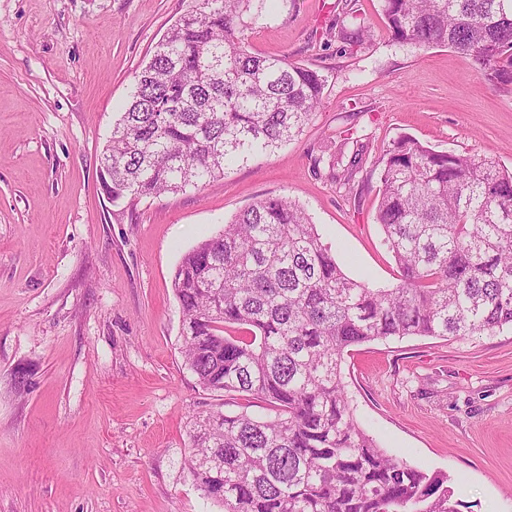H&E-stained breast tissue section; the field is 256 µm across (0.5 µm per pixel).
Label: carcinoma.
I'll use <instances>...</instances> for the list:
<instances>
[{"instance_id": "carcinoma-1", "label": "carcinoma", "mask_w": 512, "mask_h": 512, "mask_svg": "<svg viewBox=\"0 0 512 512\" xmlns=\"http://www.w3.org/2000/svg\"><path fill=\"white\" fill-rule=\"evenodd\" d=\"M270 0H191L134 76L101 168L112 201L204 188L298 137L326 78L249 50ZM393 39L474 59L512 85V0H383ZM326 34L368 37L353 10ZM391 288L347 277L299 203L260 199L181 259L173 289L199 385L275 410L192 418L189 473L224 512H459L448 476L387 454L360 427L344 351L403 336L512 330V170L407 136L378 173Z\"/></svg>"}]
</instances>
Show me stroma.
<instances>
[{
  "label": "stroma",
  "instance_id": "obj_1",
  "mask_svg": "<svg viewBox=\"0 0 512 512\" xmlns=\"http://www.w3.org/2000/svg\"><path fill=\"white\" fill-rule=\"evenodd\" d=\"M371 30L327 40L344 4ZM190 0H0V512H220L187 468L188 421L269 416L183 358L182 256L252 202L302 205L351 278L390 287L378 164L401 136L512 168V90L445 47L393 41L381 0H276L249 35L327 78L302 134L202 189L112 202L100 162L133 77ZM356 155L349 185L329 165ZM386 453L442 471L460 512H512V331L391 337L342 358Z\"/></svg>",
  "mask_w": 512,
  "mask_h": 512
}]
</instances>
